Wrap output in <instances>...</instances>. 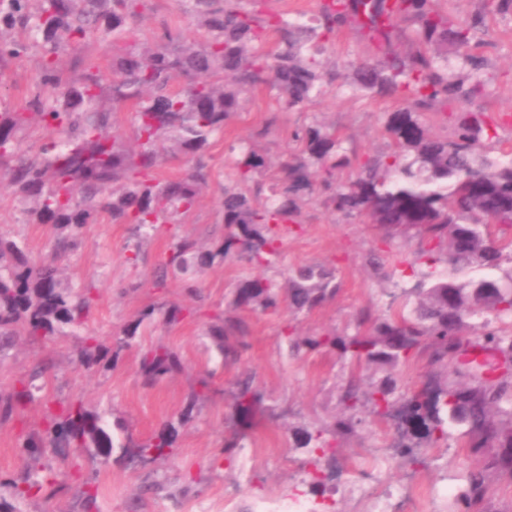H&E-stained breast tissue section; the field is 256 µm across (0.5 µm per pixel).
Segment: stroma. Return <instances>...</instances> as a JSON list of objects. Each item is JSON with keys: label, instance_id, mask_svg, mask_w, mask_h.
Masks as SVG:
<instances>
[{"label": "stroma", "instance_id": "1", "mask_svg": "<svg viewBox=\"0 0 512 512\" xmlns=\"http://www.w3.org/2000/svg\"><path fill=\"white\" fill-rule=\"evenodd\" d=\"M437 6L455 20L484 14L477 38L487 60L490 94L477 102L449 103L447 109L433 114L432 125L442 132L453 127L456 113L485 109L499 140L498 149L488 157L499 159L512 153V15L486 13L484 0H437ZM169 28L180 29L191 39L199 35L196 18L185 13L181 0H145L143 15L133 22L128 42L92 39L81 52L66 53L62 66L73 77L79 73L80 56H92L98 59L105 80H112V61L124 54L127 44L153 42ZM366 54L367 43L358 28L347 26L321 56L324 72L333 77L323 97L288 111L279 109L277 89L265 87L249 96L226 132L213 139L205 155L210 173L207 187L177 231L162 224L152 238L140 240L130 225L101 217L84 228L78 248L56 257L52 228L30 223L18 195L0 185V235L23 239L34 263L57 258L73 286L90 282L95 287L91 318L75 335L35 344L21 338L0 355V393H8L36 365H46L48 387L57 398L78 399L88 409L107 413L132 442L128 448H112L106 458L93 448L48 452L38 466L54 475V495L47 499L38 494L17 503L18 512H256L258 505L278 508L297 497L314 505L317 512H400L405 491L420 497L419 512H450L452 498L437 496V489H459L469 470L493 456L490 448L478 456L471 454L454 435L445 447L424 449L423 464L412 465L390 448L395 439L393 424L369 414L363 415L355 432L337 437L335 468H328L323 460L313 461L305 449L296 447L297 430L330 429L341 410L343 386L355 375L371 378L373 371L356 366L338 350L291 358L282 340L284 325L294 322L303 335L326 330L355 333L362 311H380L390 295L410 287L409 263L420 245L416 234L398 236L392 245L400 250L403 264L387 258L382 266H372L370 257L378 251L381 230L334 212L318 195L302 209V232L289 236L283 246L278 278L286 280L300 266H331L338 285L332 301L296 316L248 314L252 334L239 361L227 366L220 365L198 316L172 326L159 321L141 326L113 370L89 371L81 363L85 336H99L111 346L146 305L193 306V299L176 283L163 290L154 288V270L172 234L206 243L222 236L220 202L231 142L253 144L277 161L294 152L290 138L294 129L323 120L336 128L355 160L387 151L382 132L387 104L371 96L352 95L348 86L354 64ZM39 62L35 51L0 74V98L7 108L20 106L35 87ZM134 249L140 250L141 257L133 267L127 258ZM250 271L249 265L238 261L215 263L200 278L205 304L228 309L235 280ZM161 345L179 355L181 367L151 385L141 376L139 361L143 351ZM205 375L211 378L210 392L197 402L189 421L178 422L198 379ZM246 375L265 395L271 410L252 427L247 447L228 461L221 457L229 432L225 418L236 382ZM42 417L43 409L35 402L19 420L0 424V473L20 476L28 470L17 445L23 435L38 430ZM173 421L178 424L177 437L169 456L142 463L133 444L148 440ZM359 463L379 468L374 495H363L348 475L350 467ZM91 473L99 494L90 508L84 503L82 484ZM316 473L324 477V487H312Z\"/></svg>", "mask_w": 512, "mask_h": 512}]
</instances>
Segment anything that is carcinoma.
Here are the masks:
<instances>
[{"label": "carcinoma", "mask_w": 512, "mask_h": 512, "mask_svg": "<svg viewBox=\"0 0 512 512\" xmlns=\"http://www.w3.org/2000/svg\"><path fill=\"white\" fill-rule=\"evenodd\" d=\"M183 3L200 15L202 39L167 29L142 49L134 45L112 60L116 78L107 86L95 60H83L82 74L72 79L65 76L61 57L92 38L126 41L143 0H0V70L24 58L33 45L41 50L36 87L18 109L0 112V183L8 181L28 205L31 223L52 226L59 252L75 248L83 228L102 214L137 232L177 224L207 186L204 157L211 140L242 110L246 95L270 86L282 92L290 110L313 101L327 84L319 59L324 44L356 23L373 54L355 65V84L400 103L383 124L389 152L368 156L349 172L343 138L319 120L294 132V158L278 167L252 146L230 147L223 237L204 245L173 236L157 264L155 285L175 278L198 297L199 276L227 258L276 270L283 240L317 190L346 217L388 232L415 230L426 248L416 258L424 269L403 289L415 297L414 306L392 302L381 314L367 311L359 322L365 330L352 336L333 331L301 336L287 325L283 338L293 356L338 349L361 366L384 371L364 387L354 378L348 381L334 434L354 432L361 423L358 414L367 409L382 420L400 414L393 449L413 463L421 458L422 444L447 443L452 424L463 427L460 436L471 452L497 448L484 467L468 472L456 496L460 512H470L484 499L490 480L512 478V380L488 379L493 363L468 357L461 330L471 322L482 330L483 350L512 357V336L501 328L512 322V267L500 281H460L454 273L470 266L498 270L505 260L512 264V241L494 238V228L512 229V159L492 162L478 154L492 140L481 109L462 113L450 134L433 130L424 116L450 100L485 96L484 59L474 42L484 16L456 21L437 9L435 0H322L318 15L305 24L264 11L263 0ZM399 19L416 25V49L383 54L389 29ZM178 78L185 83L176 89ZM107 99L130 106L132 143L112 130ZM31 123L46 131L33 158L20 148V133ZM167 155L182 157L189 168L159 180L153 173ZM442 264L453 274L442 273ZM336 289L335 269L323 265L298 268L284 286L273 276H243L231 302L236 314H207L206 336L223 362H234L251 333L240 313L310 312ZM93 292L88 286L68 287L56 259L33 264L20 242L0 235V351L18 336L40 341L68 335L88 317ZM155 314L154 307L143 308L122 335L133 338ZM121 350L88 335L82 366L115 368ZM423 351L443 372L396 396L394 371ZM180 367L178 354L163 346L144 352L139 361L149 384ZM42 373L38 367L9 394H0L1 423L36 401L44 409L43 431L23 438L19 454L36 462L44 448L113 447L103 415L80 400L43 395L36 384ZM233 398L236 420L245 427L264 410L249 377L238 382ZM246 438L243 431L225 438L224 455L230 458L245 447ZM171 447L166 431L135 445L140 457L152 461L166 457ZM297 447L313 453L329 441L320 431L306 430ZM44 489L38 479L0 478V491L17 500Z\"/></svg>", "instance_id": "carcinoma-1"}]
</instances>
